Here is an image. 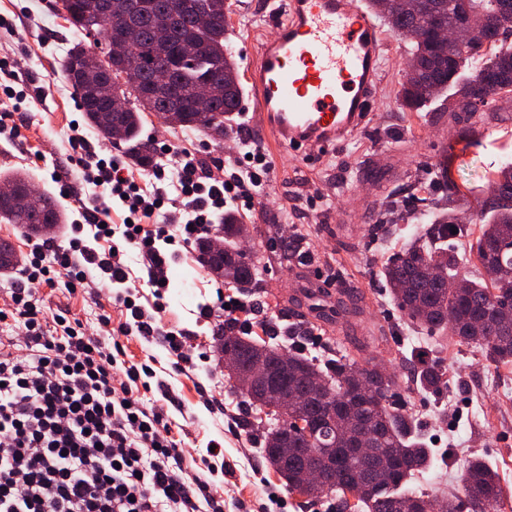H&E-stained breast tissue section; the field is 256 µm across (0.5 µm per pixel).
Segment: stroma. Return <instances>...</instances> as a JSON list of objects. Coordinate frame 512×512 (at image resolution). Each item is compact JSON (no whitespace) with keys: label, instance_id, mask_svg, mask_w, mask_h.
<instances>
[{"label":"stroma","instance_id":"stroma-1","mask_svg":"<svg viewBox=\"0 0 512 512\" xmlns=\"http://www.w3.org/2000/svg\"><path fill=\"white\" fill-rule=\"evenodd\" d=\"M235 2L229 38L243 69L250 52L261 39L274 36L275 29L268 0ZM1 15L9 23L0 26V59L16 65L29 89L46 87L50 93L38 105L0 94V113H11L20 129L16 137L0 134V171H26L35 187L58 200L67 216L56 228L58 245H68L77 236L87 248L107 252L108 242L95 239L83 223L75 176L82 150L72 135L84 134L102 157H122L126 149L87 124L71 85L60 74L68 51L83 36L48 0H0ZM410 53L407 41L388 35L378 105L365 128L338 149L313 147L304 159L274 150L247 100L235 120V134L223 147L195 132L172 129L153 115L145 120L141 136L154 146L170 147V154H157L158 164L173 167L174 152L184 149L215 178L235 172L246 146L266 155L265 192L243 209L248 234L236 245L265 255L268 294L254 301V313L240 311V318L250 319L249 333L257 337L262 317L276 316L283 308L292 315L306 314L300 285L305 269L317 268L326 289L342 303L328 305L329 319L305 340V354L323 356L327 337L339 336L356 365L369 362L396 374V397L415 418L434 455L432 467L416 474L411 487L443 501L456 490L474 456L485 458L512 490V366H489L477 349L456 337L408 326L379 270L422 231L421 213L446 206L448 191L437 176L439 164L449 166L466 219L451 245L460 250L478 236V225L468 218L488 197L490 179L505 161H512V93L475 113L449 111L442 97L418 110L402 108L398 90ZM284 236L300 237L301 260L280 261ZM195 256L191 246L171 260L165 294L169 307L163 317L165 324L180 330L191 364L174 372L159 337L135 336L124 342L127 359L154 370L148 399L166 409L195 458H207L210 444L222 448L231 470L214 471L211 479L224 492V512H237L240 503L246 512H261L272 495L279 497L281 512H336L334 499L307 502L288 493L268 466L260 437L246 431L247 412L228 384L216 349L225 316L214 308L217 298L236 300L240 294L207 274ZM40 293L47 313L65 311L92 327L103 315L115 324L126 319L98 271L89 285L76 291H69L61 279ZM209 305L213 314L202 316V308ZM423 360L441 365L447 388L432 393L413 384L410 374Z\"/></svg>","mask_w":512,"mask_h":512}]
</instances>
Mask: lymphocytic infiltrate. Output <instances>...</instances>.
<instances>
[{
    "mask_svg": "<svg viewBox=\"0 0 512 512\" xmlns=\"http://www.w3.org/2000/svg\"><path fill=\"white\" fill-rule=\"evenodd\" d=\"M77 143L86 150L81 178L91 188L88 219L99 237L112 240V259L101 262L76 238L61 248L45 237L0 309L1 324L17 319L24 326L23 335L0 336V512H224V499L207 477L187 472L163 408L146 403L143 379L151 367L126 361L123 346L105 344L66 312L46 314L36 287L61 276L70 287L83 285L87 266L96 264L112 282L126 283L123 246L134 245L149 267L155 301L147 309L133 302L132 292L116 294L114 303L131 315L118 331L163 336L174 369H181L191 357L178 331L159 319L170 257L156 242L188 245L228 204L253 202L267 159L253 151L224 181L186 157L173 174L156 168L158 184L150 188L128 175L121 158H100L85 137ZM168 176L184 202L174 228L170 199L159 186ZM114 198L127 217L119 225L111 217Z\"/></svg>",
    "mask_w": 512,
    "mask_h": 512,
    "instance_id": "f902f5d3",
    "label": "lymphocytic infiltrate"
}]
</instances>
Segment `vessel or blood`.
I'll return each mask as SVG.
<instances>
[{"mask_svg":"<svg viewBox=\"0 0 512 512\" xmlns=\"http://www.w3.org/2000/svg\"><path fill=\"white\" fill-rule=\"evenodd\" d=\"M277 35L247 67L254 108L274 146L304 156L364 128L386 42L363 0H284Z\"/></svg>","mask_w":512,"mask_h":512,"instance_id":"b4317fda","label":"vessel or blood"}]
</instances>
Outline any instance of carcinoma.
I'll list each match as a JSON object with an SVG mask.
<instances>
[{"label":"carcinoma","mask_w":512,"mask_h":512,"mask_svg":"<svg viewBox=\"0 0 512 512\" xmlns=\"http://www.w3.org/2000/svg\"><path fill=\"white\" fill-rule=\"evenodd\" d=\"M103 0H61L66 21L87 36H101L98 49L110 57L111 66L101 72L73 71V59L88 50L79 42L62 64V76L73 88L86 121L107 136L114 125L123 130L129 160L145 168L153 165L152 147L139 138L146 113L161 115L162 109L150 97L148 88L129 89L121 82L119 69L125 58L135 55L152 61L159 74H170L185 99L179 124L172 128L196 130L210 139L217 133L229 137V121L238 112L243 96L240 81L227 75L239 73L238 64L226 46L228 18L232 13L229 0H189L190 5L178 15L170 32V44L162 45L153 30V18L169 9L177 0H132L140 18L141 30L131 43L117 41L108 27L121 23L126 0H112V14L101 17ZM414 12L403 10L401 0H367L370 11L382 18L389 30L412 44V58L417 67L407 71L401 83V105L410 110L427 103L440 92L451 88L448 111L474 112L477 106L503 93L512 92V46L505 45L512 35V0H416ZM210 16L205 29L194 25V14ZM467 23L487 28L486 40L471 46L459 45L436 37L439 27ZM198 43L199 49L189 58L176 54L184 40ZM200 86L212 90V98L202 111L194 103L192 92ZM112 95L132 99L130 108L114 113L105 104L107 90ZM501 179L490 181V196L476 213L481 223L476 243L469 253L476 256L480 270H464L465 256L438 243L452 236L457 224L456 210L450 209L431 218L422 235L384 268L385 284L410 323L428 330H450L459 341L476 347L489 365H512V324L504 326L500 317L512 311V164L503 165ZM14 187L8 198H0V223L12 224L28 237H39L45 224H62L64 214L53 196L42 194V204L35 208L24 199L28 178L15 172L0 178ZM224 255L209 254L207 240L197 244V260L224 284L253 295L267 293L262 278L264 257L236 250L234 240L246 232L245 225L232 215L224 217ZM20 262L15 248L0 244V274L12 271ZM464 276L467 287L450 292L445 281ZM237 322L224 320V336L219 342L249 358L261 354L283 364L288 384L298 387L319 377L331 382L323 402H301L294 408L274 414L265 424L253 417L245 424L250 432L261 435L268 465L285 481L288 491L295 492L310 468L328 466L336 455V485L318 487L312 498L332 495L341 512H399L403 498L414 501V512H430L432 499L424 493L404 497L398 488L415 474L430 468L431 450L412 436L413 419L405 409L391 400L398 379L381 375L378 367L357 368L347 355L328 344L323 360L302 353L301 344L311 331L307 322L281 327L270 322L275 332L271 341H259L236 334ZM292 340L286 346L277 337ZM360 370L368 383L364 395L358 392L351 373ZM445 372L434 364H422L416 380L424 389L445 383ZM317 426L309 436L292 433L296 421ZM459 493L471 512H490L504 497L497 471L480 458L472 459L461 478Z\"/></svg>","instance_id":"1"}]
</instances>
